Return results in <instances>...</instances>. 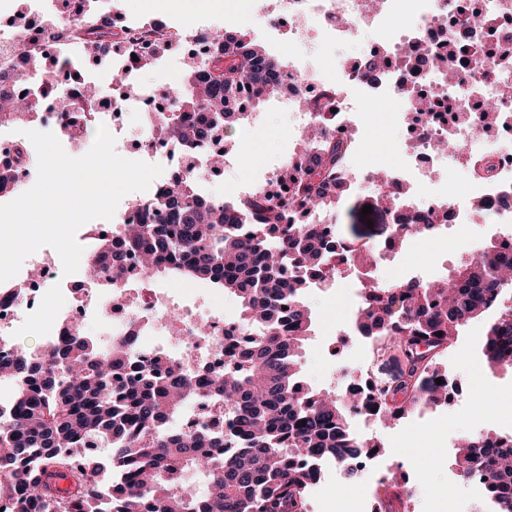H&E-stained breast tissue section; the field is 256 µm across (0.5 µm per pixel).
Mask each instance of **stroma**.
Wrapping results in <instances>:
<instances>
[{"label":"stroma","instance_id":"obj_1","mask_svg":"<svg viewBox=\"0 0 512 512\" xmlns=\"http://www.w3.org/2000/svg\"><path fill=\"white\" fill-rule=\"evenodd\" d=\"M376 40L373 32H364L359 41L343 45H327L313 36L296 40L292 47L299 67L317 62L321 78L329 79L340 60L364 57ZM259 118L249 125L225 129L224 142L233 159L217 174L205 177L204 184L213 197L229 200L241 187L258 183L266 169L285 162L294 142L288 137L290 113L280 111L275 100L259 105ZM375 195L366 189L350 192L339 210L337 233L352 242H383L392 226L385 215L374 210ZM371 213H364V206ZM488 222L473 224L465 237L444 240L431 237L421 241L408 240L400 249V262L380 261L375 276L382 283L404 279L405 270L415 267L425 279L448 276L464 261L476 257L494 241ZM352 273L339 275L331 288L313 289L306 298L316 322L315 334L306 344L301 359L302 372L309 382L323 390L337 387L340 374L366 365L364 354L356 340H349L337 357L327 353L340 331L344 330L354 311ZM156 286L169 289L177 296L191 297L201 293L206 304L221 310L226 316L238 317V300L203 281L182 280L164 274L154 278ZM482 325L473 323L459 332L442 355L440 362L458 385L459 394L450 404L435 408H419L412 415L390 427H376L375 434L388 448L400 470L415 489L411 512H456L458 504L470 501L471 490L459 485L454 499H447L444 489L449 483L444 460L450 446L461 433L479 434L495 429L505 417L512 415V369L485 368L481 354ZM483 399L489 413L472 414L475 399Z\"/></svg>","mask_w":512,"mask_h":512}]
</instances>
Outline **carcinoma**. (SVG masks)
<instances>
[{
    "label": "carcinoma",
    "instance_id": "carcinoma-1",
    "mask_svg": "<svg viewBox=\"0 0 512 512\" xmlns=\"http://www.w3.org/2000/svg\"><path fill=\"white\" fill-rule=\"evenodd\" d=\"M110 24L104 10L77 20L88 61L134 54L131 73L168 52L163 41L147 35L128 46L114 41ZM206 39L211 53L185 54L190 68L183 83L162 94L193 118L174 115L161 126L180 146L223 140L225 128L248 124L253 109L279 94L285 63L250 34L209 30ZM15 54L30 62L21 73L0 72V119L6 122L44 111L58 73L74 68L25 41ZM11 80H36L42 89L17 98L7 91ZM97 100L86 86L64 99L61 113L88 112ZM321 122V135L302 138L301 162L282 172L288 198L253 193L216 205L199 194L196 178L175 177L145 208L141 223L125 225L124 237L97 239L92 265L114 283L134 258L145 274L210 282L239 300V321L256 336L242 352L225 350L224 372L194 379L156 362L136 364L135 337L104 345L75 326L49 351L61 367L58 376L37 372L34 355L18 347L0 358V379L21 383L14 418L0 422V496L12 498L15 512H308V491L320 480L323 463L353 458L364 447L352 425L359 411L373 407L382 421L395 423L414 406L448 403V392L425 381L441 372L438 358L462 327L484 321L486 366L512 367V305L504 304L505 290H512L505 279L512 244L491 243L443 279L378 283L376 253L349 258L323 225L308 222L311 213L336 208L350 192L338 173L350 164L354 142L328 131V117ZM446 222V211L413 215L395 225L394 242H405L417 224ZM341 265L360 270L364 290L349 333L377 336L382 348L398 349L407 362L391 386L358 402L312 387L301 370L304 345L315 332L305 296L335 278ZM201 392L224 396L237 447L204 432L164 429ZM96 442L103 456L87 457L78 467L75 456L64 453ZM103 465L113 474L106 499L92 479ZM451 466L462 483L491 470L484 497L492 512H512V452H493L489 434L461 438ZM67 469L75 490L64 496L53 478ZM190 471L206 487L186 496L181 480Z\"/></svg>",
    "mask_w": 512,
    "mask_h": 512
}]
</instances>
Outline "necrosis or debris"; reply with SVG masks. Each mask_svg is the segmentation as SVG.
I'll use <instances>...</instances> for the list:
<instances>
[{
  "instance_id": "1",
  "label": "necrosis or debris",
  "mask_w": 512,
  "mask_h": 512,
  "mask_svg": "<svg viewBox=\"0 0 512 512\" xmlns=\"http://www.w3.org/2000/svg\"><path fill=\"white\" fill-rule=\"evenodd\" d=\"M474 13L488 18V26L469 38L468 54L457 56L452 65L441 63L445 34L461 29ZM27 15L25 30L10 23L0 26L1 68L15 66L12 47L22 35L39 42L44 53L69 58L82 55L85 44L72 34L74 15L63 0H29ZM251 15L275 27L287 24L292 37L302 28L318 31L330 44L355 41L364 29L378 33L374 53L388 60L378 80L365 79L349 63L337 67L324 90L293 62L282 77L281 104L293 113L296 126L317 120L316 112L298 108L296 101L301 96L325 98L336 110V135L354 141L368 126L361 110L370 103L390 104L392 110L385 113V121L406 125L408 137L399 151V165L389 167L376 158L369 165L351 168L347 175L351 186H376L378 171H386L388 189L394 195L406 197L422 211L447 209V224L437 225L434 231L438 237L463 232L479 214L496 224H512V95L505 92L512 86V0H377L372 6L367 0H264L263 6H252ZM50 26L61 30L62 38L42 41L43 30ZM489 44L498 48V55L491 63L474 67L471 52ZM407 87L434 95L440 104L439 114L416 122L411 102L403 94ZM490 100L499 103V123L492 134H476L461 116L475 114ZM155 103V98L142 93L133 101L116 105L103 98L99 107L115 116L136 105L142 116L136 143L139 160L184 168V150L163 141L158 133L160 114ZM446 139L455 141L463 154L480 151L490 158L491 170L465 184H449L453 164L447 153L434 148L436 141ZM26 144V137L16 128L0 124V166L14 170L22 182L31 175ZM54 265L52 258H33L7 280L8 290L0 294L1 355L11 352L16 332L37 321L40 309L34 304L36 292L54 289ZM65 292L68 300L58 309L54 325L45 331L44 346L56 345L71 326L102 316L110 324L112 336H137L133 350L137 361H157L199 378L223 369L225 349L232 344L246 346L250 338L249 331L236 320L216 311L199 315L189 303L182 305L179 317H169L171 297L136 268L117 284L83 272L76 286L66 287ZM178 427L184 432L226 435L223 398L198 395L179 418ZM387 454L384 448H368L349 462H330V469L337 474L351 468L367 476L349 492L354 512H392L396 496L386 481Z\"/></svg>"
}]
</instances>
